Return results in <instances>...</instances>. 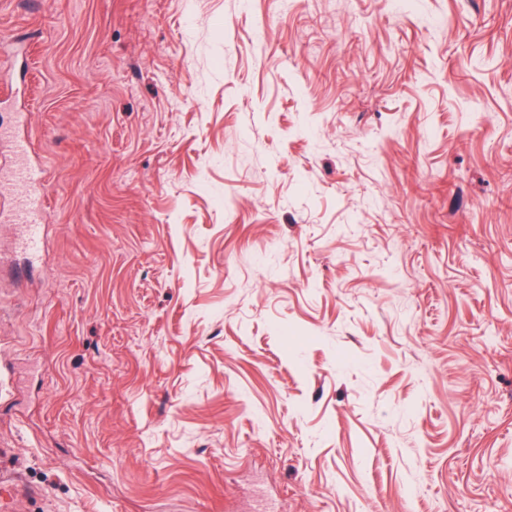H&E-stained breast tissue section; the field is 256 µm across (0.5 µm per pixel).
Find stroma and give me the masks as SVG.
Returning a JSON list of instances; mask_svg holds the SVG:
<instances>
[{"label": "stroma", "mask_w": 512, "mask_h": 512, "mask_svg": "<svg viewBox=\"0 0 512 512\" xmlns=\"http://www.w3.org/2000/svg\"><path fill=\"white\" fill-rule=\"evenodd\" d=\"M0 512H512V0H0ZM11 178L18 185L25 186L27 201L13 210L10 216L14 224H24L26 238L24 248L29 253H37L43 242L44 224L42 215L46 206L45 176L41 170L17 166L11 171Z\"/></svg>", "instance_id": "stroma-1"}]
</instances>
